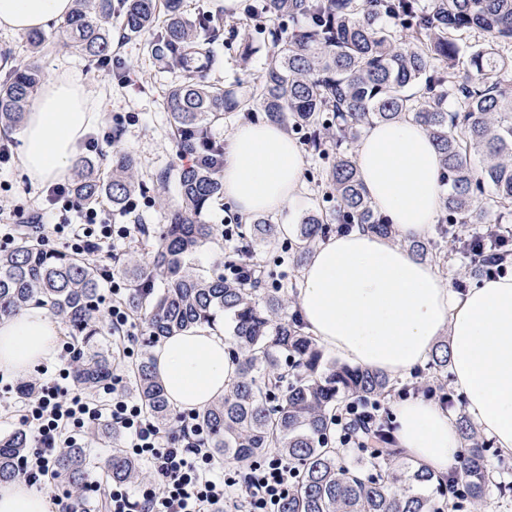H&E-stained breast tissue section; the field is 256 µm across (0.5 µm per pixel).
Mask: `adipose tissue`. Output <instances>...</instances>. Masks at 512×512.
I'll return each mask as SVG.
<instances>
[{
	"mask_svg": "<svg viewBox=\"0 0 512 512\" xmlns=\"http://www.w3.org/2000/svg\"><path fill=\"white\" fill-rule=\"evenodd\" d=\"M73 0H0V27L48 28ZM97 122L82 80L47 83L18 135L21 167L33 185L65 178ZM305 160L283 127L240 124L224 154V197L243 216L293 204ZM357 167L373 207L402 236L427 239L445 206L440 154L409 119L373 125L357 150ZM297 307L318 342L389 376L412 374L439 339L448 342L452 386L476 426L512 456V276L454 290L437 268L361 229L327 240L305 267ZM58 327L39 307L0 318V368L27 371L56 352ZM220 330L198 326L155 349L159 375L177 408L202 410L223 397L238 364ZM399 448L436 474L451 476L465 448L448 411L422 398L393 414ZM0 512H48L43 495L17 480L0 484Z\"/></svg>",
	"mask_w": 512,
	"mask_h": 512,
	"instance_id": "adipose-tissue-1",
	"label": "adipose tissue"
}]
</instances>
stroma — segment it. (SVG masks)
I'll return each instance as SVG.
<instances>
[{"label":"stroma","mask_w":512,"mask_h":512,"mask_svg":"<svg viewBox=\"0 0 512 512\" xmlns=\"http://www.w3.org/2000/svg\"><path fill=\"white\" fill-rule=\"evenodd\" d=\"M243 0H236L232 8H225L224 0H184L183 10L191 21L210 15L219 18L223 26L211 44L214 65L209 78L219 84L234 81L250 82L261 72L263 63L275 46L265 40L260 29L250 25L242 16ZM51 40L40 54H32L24 33L0 28V52L8 57L7 65H0V81L7 67L36 61L44 78L72 71L81 75L87 91L97 104L99 119L92 136L99 141L91 159L100 167H107L113 150L131 154L138 162L141 194L134 215L113 214L119 224L133 221L160 227L164 222V209L176 205L179 197L175 176L183 162L173 134V119L165 106L168 89L181 79L183 72L173 64L158 60L151 52L152 34L126 35L120 15L112 17V51L119 55L117 66H104L77 53L60 23L48 29ZM249 38L255 48L250 61H242L239 45ZM16 128L0 132V146L8 149L7 158L0 159V200L21 209L25 220L42 216L44 223L59 221L58 212L52 211L46 200V188L32 185L23 172L18 158L20 145ZM305 167L301 202L293 211L272 214L277 224H300L302 218L324 209L326 174L335 156H318L305 152ZM169 171L167 184H160L156 176ZM283 242L256 247L254 260L270 265L273 278L279 281L289 300H296L305 265L295 252H284Z\"/></svg>","instance_id":"stroma-1"}]
</instances>
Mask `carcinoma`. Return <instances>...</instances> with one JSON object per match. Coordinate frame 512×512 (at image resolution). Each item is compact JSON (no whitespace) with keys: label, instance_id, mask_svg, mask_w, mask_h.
<instances>
[{"label":"carcinoma","instance_id":"cac0c4a2","mask_svg":"<svg viewBox=\"0 0 512 512\" xmlns=\"http://www.w3.org/2000/svg\"><path fill=\"white\" fill-rule=\"evenodd\" d=\"M181 0H74L63 21L72 47L93 59L112 55V14L120 12L127 34L156 29L152 53L181 66L183 79L171 86L165 105L174 122L181 153L210 155L202 142L224 116L257 108L272 122L300 132L318 155L336 147L327 173L328 195L336 205L302 221L297 251L303 253L326 226L358 224L383 237L393 225L376 215L358 177L353 155L341 151L363 128L411 118L420 123L441 156L442 182L448 185L445 233L475 232L480 224H505L512 218V83L488 82L493 71H512V57L500 53L512 43V0H257L244 6L251 21L302 19L291 35L283 25L268 29L278 50L268 57L250 87L215 84L206 77L210 40L220 23L186 20ZM478 29L487 39L462 46L457 34ZM453 105L448 83L456 78ZM42 80L38 65L14 69L0 84V123L18 124ZM72 183L88 205L104 200L126 212L137 189L135 158L121 151L103 172L87 161L75 164ZM179 204L151 239L150 267L112 268L85 255L52 250L32 233L0 249V316L15 315L32 303L48 307L70 328L74 384L96 392L112 381L118 360L98 340L103 280L115 273L128 279L127 303L146 328V344L220 316L232 322L236 380L224 397L198 413L208 447L229 457L243 471L275 451L298 468L279 512H478L491 483L512 498V481H495L489 456L497 450L470 422L458 424L468 441L456 477L437 476L412 465L399 475L387 460L402 454L379 424L361 421L353 438L359 456L346 458L331 438L333 416L349 401L386 398L396 389L388 375L363 366L323 363L316 340L304 331L299 314L284 316L285 294L267 269L248 262L250 279L239 283L218 273L203 276L188 266L197 250L216 239L214 224L201 221L224 196L220 169L197 163L178 174ZM248 255L257 245L278 239V225L255 220L240 232ZM162 287H155L156 281ZM433 375L448 373V346H436ZM128 370L144 410L158 422L172 412L162 379L147 354ZM32 445L17 431L0 440V481L19 476L17 456ZM105 484L143 474L137 459L121 448L100 466ZM54 477L80 495L92 483L86 449L61 450Z\"/></svg>","mask_w":512,"mask_h":512}]
</instances>
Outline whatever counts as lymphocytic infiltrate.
Wrapping results in <instances>:
<instances>
[{
    "instance_id": "obj_1",
    "label": "lymphocytic infiltrate",
    "mask_w": 512,
    "mask_h": 512,
    "mask_svg": "<svg viewBox=\"0 0 512 512\" xmlns=\"http://www.w3.org/2000/svg\"><path fill=\"white\" fill-rule=\"evenodd\" d=\"M50 200L62 202L64 211L78 217L77 223L53 227L68 237L75 252L113 254L138 230L134 224L112 223L105 210L79 202L69 186L55 185ZM18 421L33 437L34 446L20 463L31 485L48 473L59 450L81 442L90 426L104 421L119 430L125 447L150 465L157 483L136 490L113 483L102 512H212L219 504L235 506L237 512H278L296 478L295 467L275 455L244 478L226 474L207 447L194 412L178 413L174 426H162L128 393L119 373L90 398L72 389L69 369H59L20 407Z\"/></svg>"
}]
</instances>
